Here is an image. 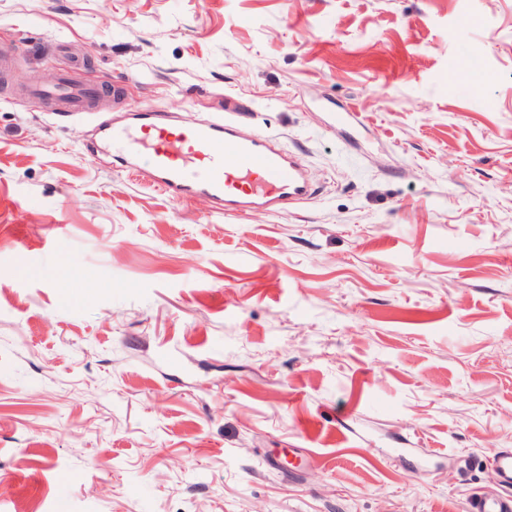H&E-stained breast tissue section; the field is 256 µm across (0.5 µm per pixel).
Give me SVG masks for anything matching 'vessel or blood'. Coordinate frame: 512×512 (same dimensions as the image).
Listing matches in <instances>:
<instances>
[{
    "label": "vessel or blood",
    "mask_w": 512,
    "mask_h": 512,
    "mask_svg": "<svg viewBox=\"0 0 512 512\" xmlns=\"http://www.w3.org/2000/svg\"><path fill=\"white\" fill-rule=\"evenodd\" d=\"M111 76L75 84L61 77L50 89L37 88L33 97L47 112H88L94 102L111 96ZM102 141L112 147V159L146 177L175 200L204 196L221 212L284 207L309 194L301 161L269 136L242 132L222 113L192 125L173 124L155 110L134 115L131 123L103 125ZM500 487L474 495L467 512H512V451L492 458Z\"/></svg>",
    "instance_id": "obj_1"
}]
</instances>
